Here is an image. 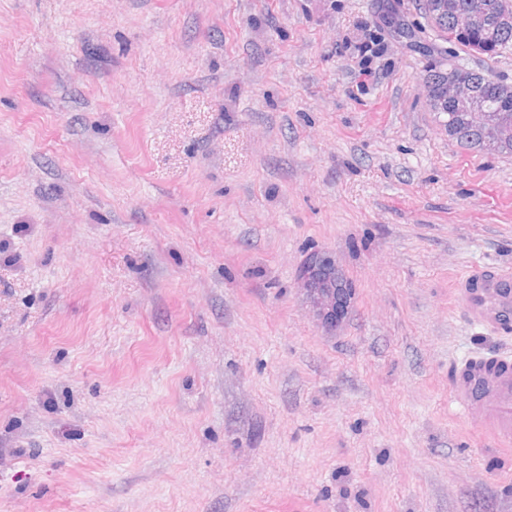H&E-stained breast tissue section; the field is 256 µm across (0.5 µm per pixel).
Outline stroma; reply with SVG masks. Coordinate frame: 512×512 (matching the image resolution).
Here are the masks:
<instances>
[{"mask_svg":"<svg viewBox=\"0 0 512 512\" xmlns=\"http://www.w3.org/2000/svg\"><path fill=\"white\" fill-rule=\"evenodd\" d=\"M457 61L512 84L420 0H0V512H512L448 389L506 346L452 281L512 268ZM423 10L426 18L440 31L444 32L446 35H448V38L454 40L458 44L462 45L463 47L469 49L470 51H477L479 52L474 46L476 44V40L474 37H465L462 36L457 28L456 23L453 20L451 16H448V14L443 15H437L430 11L429 3L427 0L423 1ZM481 53V52H479ZM450 71L451 66L448 70H435L428 75V84L432 91L429 105L437 114L447 116L444 127L448 130V137L478 150H484L486 142L496 139L498 147L495 151L512 155V139L504 141L498 138L497 134L499 122L512 121L511 108L501 112H487V122L483 125L475 124L474 122L482 123L485 118V113L480 107V93L465 82L464 67L457 66L453 75ZM448 90L450 97L462 112H459L456 103L448 98ZM308 300L317 325L335 331L351 310L353 289L326 254H314L305 263L298 280Z\"/></svg>","mask_w":512,"mask_h":512,"instance_id":"stroma-1","label":"stroma"}]
</instances>
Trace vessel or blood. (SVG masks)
I'll return each mask as SVG.
<instances>
[{
	"mask_svg": "<svg viewBox=\"0 0 512 512\" xmlns=\"http://www.w3.org/2000/svg\"><path fill=\"white\" fill-rule=\"evenodd\" d=\"M458 310L476 327L512 334V270L476 267L456 279ZM450 398L469 424L500 448L512 446V354L479 353L460 363Z\"/></svg>",
	"mask_w": 512,
	"mask_h": 512,
	"instance_id": "vessel-or-blood-1",
	"label": "vessel or blood"
}]
</instances>
